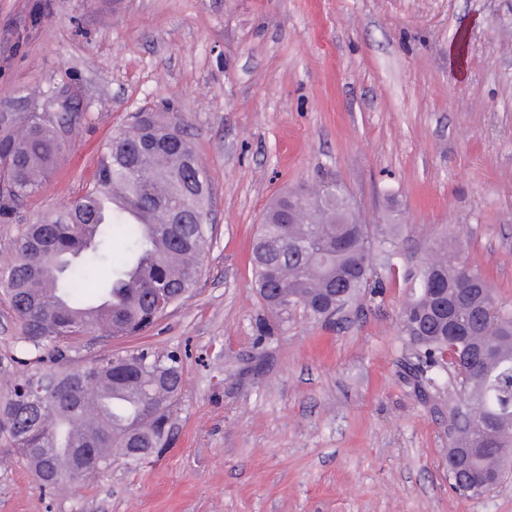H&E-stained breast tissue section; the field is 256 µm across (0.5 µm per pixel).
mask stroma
Returning a JSON list of instances; mask_svg holds the SVG:
<instances>
[{
	"label": "stroma",
	"mask_w": 512,
	"mask_h": 512,
	"mask_svg": "<svg viewBox=\"0 0 512 512\" xmlns=\"http://www.w3.org/2000/svg\"><path fill=\"white\" fill-rule=\"evenodd\" d=\"M85 121L64 162L0 223L66 208L99 146L148 109L182 116L211 185L214 235L190 295L91 358L177 352L172 443L42 488L0 447V512H512V473L478 499L448 476L454 371L421 392L399 316L429 251L459 250L512 309V0H0V102L61 86ZM335 178L386 288L335 323L274 335L251 242L269 202Z\"/></svg>",
	"instance_id": "obj_1"
}]
</instances>
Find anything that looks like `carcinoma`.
I'll return each instance as SVG.
<instances>
[{"mask_svg": "<svg viewBox=\"0 0 512 512\" xmlns=\"http://www.w3.org/2000/svg\"><path fill=\"white\" fill-rule=\"evenodd\" d=\"M0 105V220L39 189L64 158L69 135L84 120L77 95L60 112ZM126 207L103 215L114 189ZM211 189L183 118L139 112L128 129L105 141L92 179L61 211L21 225L12 262L0 271V294L15 315L17 341L28 357L0 358L8 376L0 393V445L28 464L45 488L85 481L120 455L137 463L130 448H164L184 382L175 354L145 349L78 359L61 369L43 366V352L65 358L89 334L138 336L191 292L205 247L214 232ZM148 211L157 223L131 219ZM124 251L113 258L114 231ZM392 251L352 212L342 188L324 181L314 190L286 192L268 207L252 242L256 287L279 321L298 308L319 319L326 308L343 312L369 289L383 287L371 265L374 250ZM484 291L474 290L472 280ZM474 319L472 335L450 348L433 315L434 289ZM402 332L415 348L420 371L448 364L460 378L459 405L452 409L451 452L475 449L474 467L500 476L512 468V313L496 301L484 277L446 252L423 262L415 292L400 315ZM97 403L95 429L84 444L92 466H62L71 454V422Z\"/></svg>", "mask_w": 512, "mask_h": 512, "instance_id": "obj_1", "label": "carcinoma"}]
</instances>
